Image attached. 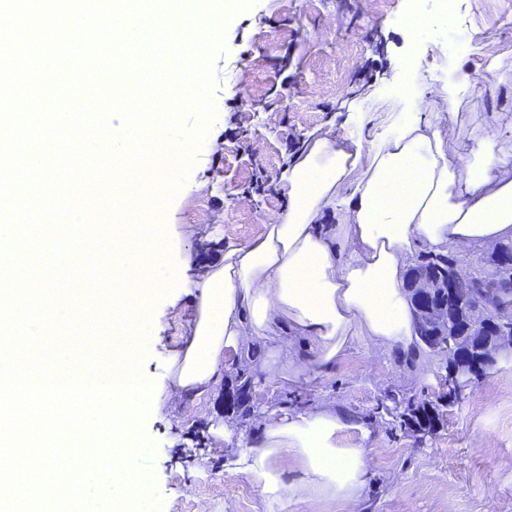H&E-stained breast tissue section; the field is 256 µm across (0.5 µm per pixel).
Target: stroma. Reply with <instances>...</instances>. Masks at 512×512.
Listing matches in <instances>:
<instances>
[{
    "mask_svg": "<svg viewBox=\"0 0 512 512\" xmlns=\"http://www.w3.org/2000/svg\"><path fill=\"white\" fill-rule=\"evenodd\" d=\"M416 12L428 21L413 51L417 91L433 94L435 110L447 108L436 90L457 69L512 56V0H255L228 22L225 50L212 61L216 117L166 209L174 269L201 256L222 262L228 247L251 242L268 217L285 213L281 174L311 136L342 139L360 112L382 124L383 103L411 111L400 77L410 52L406 18ZM464 106L484 110L497 128L511 126L512 83L486 75ZM194 315V296L181 284L156 306L140 362L155 385H169V354ZM447 372L445 356L420 348L376 353L361 343L329 372L289 381L227 358L213 389L149 413L161 512H322L311 502L268 506L253 479L228 474L224 429L256 435L266 411H302L324 398L354 421L344 445L370 448L374 458L369 491L354 512H512V352L497 354L453 399ZM391 394L434 407L433 430L422 435L388 415Z\"/></svg>",
    "mask_w": 512,
    "mask_h": 512,
    "instance_id": "stroma-1",
    "label": "stroma"
}]
</instances>
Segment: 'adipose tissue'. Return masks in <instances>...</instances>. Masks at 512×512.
Wrapping results in <instances>:
<instances>
[{
    "label": "adipose tissue",
    "instance_id": "adipose-tissue-1",
    "mask_svg": "<svg viewBox=\"0 0 512 512\" xmlns=\"http://www.w3.org/2000/svg\"><path fill=\"white\" fill-rule=\"evenodd\" d=\"M480 78L464 69L443 87L447 113L433 112L420 94L392 123L374 125L364 112L342 141H307L281 176L287 212L254 241L228 248L223 264L196 266V316L186 343L170 355L165 399L213 387L219 365L257 342L268 346L261 371L282 379L330 371L357 341L376 352L417 343L406 288L414 246L487 250L512 240V141L475 118L466 151L438 130L457 121L464 91ZM339 239L352 245L343 260L333 247ZM284 325L312 340L310 359L278 337ZM351 426L330 401L270 413L256 442L233 449L232 471L251 477L269 506L309 501L350 512L373 467L369 449L343 447Z\"/></svg>",
    "mask_w": 512,
    "mask_h": 512
}]
</instances>
